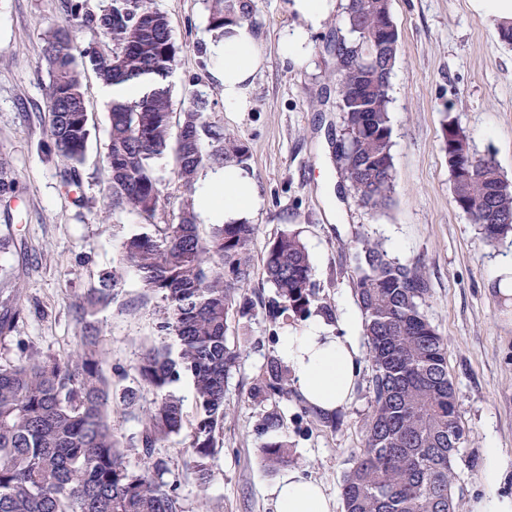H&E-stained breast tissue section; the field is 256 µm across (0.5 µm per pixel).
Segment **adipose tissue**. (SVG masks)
Masks as SVG:
<instances>
[{
  "label": "adipose tissue",
  "instance_id": "adipose-tissue-1",
  "mask_svg": "<svg viewBox=\"0 0 512 512\" xmlns=\"http://www.w3.org/2000/svg\"><path fill=\"white\" fill-rule=\"evenodd\" d=\"M333 7L334 0H292L290 9L297 20L280 38L282 60L297 66L307 61L310 35L322 26ZM204 54L223 66L225 111H249L255 77L267 62L256 29L245 21L225 26L223 37L211 38ZM260 205L255 180L242 166L228 164L209 172L198 188V209L213 224L247 222ZM340 321L345 328L341 334L330 331L324 317L314 316L301 332L283 336L278 351L305 400L325 413L352 400L360 377L361 351L354 333L359 315L347 306ZM268 494L274 512L336 510L335 500L325 493L322 484L292 472L278 477Z\"/></svg>",
  "mask_w": 512,
  "mask_h": 512
}]
</instances>
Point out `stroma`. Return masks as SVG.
Here are the masks:
<instances>
[{
	"instance_id": "stroma-1",
	"label": "stroma",
	"mask_w": 512,
	"mask_h": 512,
	"mask_svg": "<svg viewBox=\"0 0 512 512\" xmlns=\"http://www.w3.org/2000/svg\"><path fill=\"white\" fill-rule=\"evenodd\" d=\"M290 0H253L256 28L268 62L257 75L252 107L224 109L223 72L203 52L209 38L207 0H154L166 13L180 47L171 78L174 112L188 105L196 85L208 101L207 117L248 149L261 207L253 218L254 258L281 230L300 231L310 255L312 280L322 305L339 318L353 302L354 253L361 237L382 243L390 257L420 262L430 285L426 311L448 344V372L456 388L467 442L455 464L462 508L472 512L490 491L512 495V297L500 295L497 264L512 255V234L484 243L474 224L451 200L445 128L457 122L473 153L492 157L512 181V45L501 41L491 20L470 0H391L400 33L389 96L396 172L394 203L376 215L351 192H337L331 141L341 129L330 51L339 30L331 13L310 36L304 66L282 61L278 42L294 17ZM62 19L61 0H0V160L14 178L0 191V238L14 237L25 252H0V279L21 292L22 319L12 338L0 341V364L17 360L22 348L63 352L75 346L79 327L72 307L112 268L120 239L142 231L140 218L109 205L105 161L110 103L93 73L82 77L91 137L79 190L66 192L56 157L46 148L47 82L40 79L48 31ZM166 207L161 224L174 222L187 193L174 175L172 155L155 162ZM250 316L233 318L231 335L241 337V355L224 386L229 412L219 435L214 475L199 487L185 465L186 435L172 437L155 454L168 462L164 479L173 484L185 512L207 505L210 512H273L268 488L277 472L264 465V439L256 426L277 410L286 421L290 470L323 484L340 498L352 451L361 442L369 410L371 367L361 356L353 400L322 423L307 414V402L288 397L262 403L250 387L288 331L305 318L287 312L270 317L274 288L255 274ZM163 303L127 272L117 298L100 315L105 371L116 390L137 387L134 366L145 347H175L160 328ZM505 469L489 488L490 454Z\"/></svg>"
}]
</instances>
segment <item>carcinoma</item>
Returning <instances> with one entry per match:
<instances>
[{"label": "carcinoma", "instance_id": "carcinoma-1", "mask_svg": "<svg viewBox=\"0 0 512 512\" xmlns=\"http://www.w3.org/2000/svg\"><path fill=\"white\" fill-rule=\"evenodd\" d=\"M63 22L45 39L48 77V150L60 161L62 184L80 187V168L90 136L81 72L92 71L104 85L134 82L145 92L114 100L106 148L110 205L138 214L151 233L119 244L112 270L73 306L79 343L65 355L25 351L0 364V512H184L168 471L154 449L188 430L187 465L200 484L213 476L217 435L228 405L224 384L239 358L230 341L234 315L253 309L248 290L255 265L253 224H213L200 232L191 195L201 170L228 163L244 166L246 147L224 127L208 120L207 102L188 91L189 106L173 123L169 78L179 47L167 15L152 0H107L98 11L88 0H61ZM252 0H210V30L247 21ZM393 21L390 0H355L342 6L345 35L336 40L335 79L342 148L336 169L359 204L381 213L395 187L389 79L399 47L377 55L376 31ZM97 29L105 42L79 45L76 30ZM368 106V111L361 108ZM178 128L172 134V128ZM173 153L178 180L189 195L176 222L157 224L163 205L154 162ZM381 163L384 169H376ZM452 202L487 242L512 232V182L493 160H474L465 131L453 124L448 140ZM133 270L143 287L164 302L161 328L176 336L177 351L149 346L135 366L138 387L122 402L135 404L140 392L156 394L136 441L141 466L132 470L127 447L112 429V382L103 371L97 315L124 287ZM262 275L276 290L278 308L296 315L318 304L312 268L299 233L284 230L268 242ZM353 296L362 315L372 370L370 409L361 424L362 442L341 488L344 512H461L454 461L461 455L464 429L456 390L448 373V349L425 312L429 295L423 268L389 257L378 242L359 241ZM22 318L19 289L0 301V339L11 336ZM191 380L195 416L187 419L183 399L168 391ZM289 370L277 355L250 391L264 402L288 394ZM283 416L268 412L262 430L278 435L260 455L270 469L290 463Z\"/></svg>", "mask_w": 512, "mask_h": 512}]
</instances>
